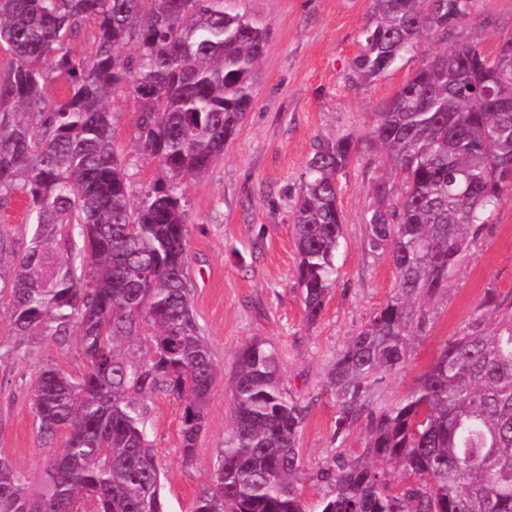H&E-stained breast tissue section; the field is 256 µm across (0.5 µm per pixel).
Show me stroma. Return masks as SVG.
Masks as SVG:
<instances>
[{
  "label": "stroma",
  "mask_w": 512,
  "mask_h": 512,
  "mask_svg": "<svg viewBox=\"0 0 512 512\" xmlns=\"http://www.w3.org/2000/svg\"><path fill=\"white\" fill-rule=\"evenodd\" d=\"M242 7L270 25L254 105L223 157L185 189L191 304L219 373L193 462L183 459L181 401L162 393L148 401L146 428L166 512H192L197 499L212 492L213 472L232 428L236 357L255 339L276 350L286 388L306 407L297 446L303 467L299 486L308 507L328 495L330 487L319 475L331 467L337 451L361 452L362 429L336 434L337 404L326 377L336 354L396 292L390 257L369 248L366 221L375 178L387 176L394 186L399 178L370 155L356 157L341 177L344 224L336 286L319 319L310 324L296 283L299 255L292 224L305 167L319 138L368 132L384 104L446 43L474 38L492 53L500 39L512 34V0H472L470 15L447 39L423 40L413 57L354 92L346 87L344 74L360 50L372 0H243ZM111 107L113 145L134 191L144 190L161 169L138 146L137 106L117 94ZM28 210L21 196L0 205L2 273L11 272L14 257L29 245ZM489 287L512 292V192L470 243L447 289L431 303L427 334L415 340L404 367L381 383L378 404L393 406L407 396L443 342L477 312ZM11 311L9 295L0 294V457L34 480L66 441L65 432L47 438L38 429L32 405L38 377L53 367L75 378L85 362L78 336L62 341L18 335Z\"/></svg>",
  "instance_id": "35a3bbf8"
}]
</instances>
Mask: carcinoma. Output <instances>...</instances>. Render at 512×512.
Masks as SVG:
<instances>
[{
    "label": "carcinoma",
    "mask_w": 512,
    "mask_h": 512,
    "mask_svg": "<svg viewBox=\"0 0 512 512\" xmlns=\"http://www.w3.org/2000/svg\"><path fill=\"white\" fill-rule=\"evenodd\" d=\"M471 0H374L344 75L356 90L445 36ZM93 26L91 51L71 40ZM269 23L241 0H0V201L26 198L31 245L0 276L21 336L76 329L85 369L38 378L40 431H67L36 484L0 460V512H165L145 427L157 392L183 402V457L194 458L217 372L188 278L187 184L224 154L254 101ZM62 79L67 96L45 98ZM136 101L138 141L159 183L132 193L112 146V94ZM512 36L495 54L459 39L423 61L365 135L321 138L294 204L305 318L336 283L344 218L340 177L365 153L399 188L374 182L367 243L388 253L395 295L336 354L327 387L336 435L364 429L359 455L336 453L318 476L321 512H512V293L486 288L478 313L449 337L406 398L375 403L383 378L428 331L427 304L448 288L470 240L512 191ZM305 407L287 392L278 354L252 340L237 355L233 425L215 491L193 512H307L297 435ZM409 482L397 485L392 472Z\"/></svg>",
    "instance_id": "carcinoma-1"
}]
</instances>
